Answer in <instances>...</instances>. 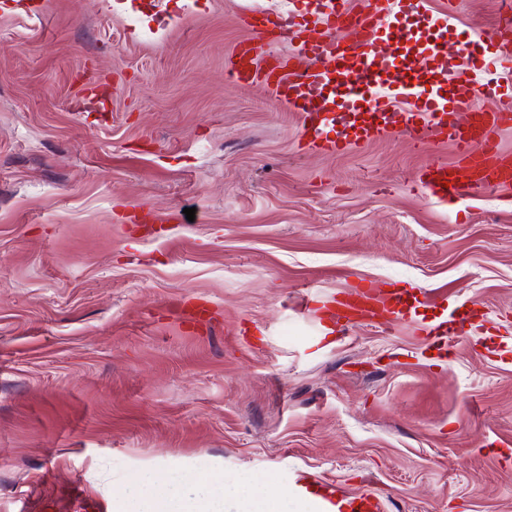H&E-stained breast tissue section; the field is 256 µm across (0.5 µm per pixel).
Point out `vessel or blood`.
Segmentation results:
<instances>
[{
	"mask_svg": "<svg viewBox=\"0 0 512 512\" xmlns=\"http://www.w3.org/2000/svg\"><path fill=\"white\" fill-rule=\"evenodd\" d=\"M391 6L369 0L364 12L353 15L345 0H294L292 8L269 19L268 29L256 30L253 42L241 43L224 66L226 79L235 84L267 86L274 103L298 113L308 145L342 153L361 139L393 133L430 147L448 142L456 150L454 164H429L420 183L428 197L447 203L512 183V156L498 144L501 130L512 126V99L487 105L477 69L457 74L465 92L447 97L439 85L447 75L436 60L447 52L442 42L425 45L409 64L395 65L377 47L380 31L394 42H413L411 30L391 24ZM292 42L297 54L312 65L295 70L289 60L269 65L259 48L267 32ZM338 34L335 45L326 35ZM470 116L458 126L456 113ZM419 299L410 292L381 294L359 286L337 299L333 319L341 332L366 322L383 328L411 317ZM468 318L461 308L429 324L425 333L435 343L457 335ZM321 512H380V497L369 492L344 497L336 485H320Z\"/></svg>",
	"mask_w": 512,
	"mask_h": 512,
	"instance_id": "b4317fda",
	"label": "vessel or blood"
}]
</instances>
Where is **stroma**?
Wrapping results in <instances>:
<instances>
[{
    "label": "stroma",
    "instance_id": "35a3bbf8",
    "mask_svg": "<svg viewBox=\"0 0 512 512\" xmlns=\"http://www.w3.org/2000/svg\"><path fill=\"white\" fill-rule=\"evenodd\" d=\"M411 3L451 13L448 72L512 55L505 0ZM287 6L0 0V512H126L148 473L285 488L282 512H318L323 483L512 512V187L434 202L419 179L452 145L326 154L227 82L243 17ZM356 284L425 305L333 332ZM462 301L438 358L422 328Z\"/></svg>",
    "mask_w": 512,
    "mask_h": 512
}]
</instances>
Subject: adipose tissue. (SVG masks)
I'll use <instances>...</instances> for the list:
<instances>
[{
	"instance_id": "adipose-tissue-1",
	"label": "adipose tissue",
	"mask_w": 512,
	"mask_h": 512,
	"mask_svg": "<svg viewBox=\"0 0 512 512\" xmlns=\"http://www.w3.org/2000/svg\"><path fill=\"white\" fill-rule=\"evenodd\" d=\"M129 512H224V503L241 499L240 490L218 481L165 479L150 495L129 488L124 492Z\"/></svg>"
}]
</instances>
